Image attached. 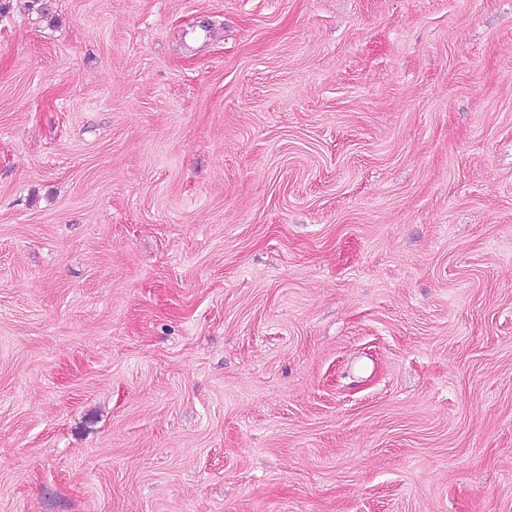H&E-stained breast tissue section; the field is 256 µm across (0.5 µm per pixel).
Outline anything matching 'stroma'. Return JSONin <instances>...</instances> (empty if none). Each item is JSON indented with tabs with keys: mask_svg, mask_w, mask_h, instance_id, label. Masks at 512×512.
Returning a JSON list of instances; mask_svg holds the SVG:
<instances>
[{
	"mask_svg": "<svg viewBox=\"0 0 512 512\" xmlns=\"http://www.w3.org/2000/svg\"><path fill=\"white\" fill-rule=\"evenodd\" d=\"M0 1V512H512V0Z\"/></svg>",
	"mask_w": 512,
	"mask_h": 512,
	"instance_id": "stroma-1",
	"label": "stroma"
}]
</instances>
